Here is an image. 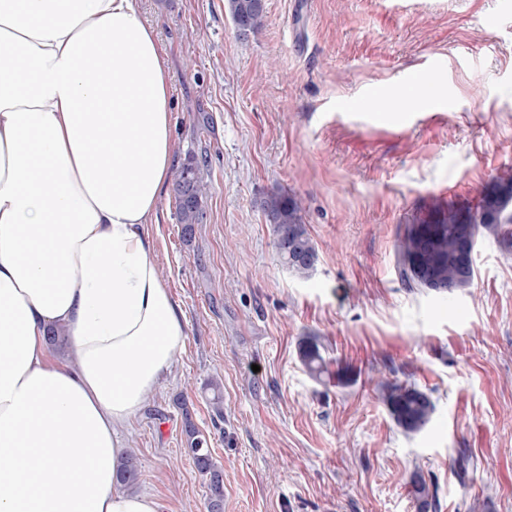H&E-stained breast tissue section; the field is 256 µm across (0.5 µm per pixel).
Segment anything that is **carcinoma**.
I'll return each instance as SVG.
<instances>
[{
    "label": "carcinoma",
    "instance_id": "cac0c4a2",
    "mask_svg": "<svg viewBox=\"0 0 512 512\" xmlns=\"http://www.w3.org/2000/svg\"><path fill=\"white\" fill-rule=\"evenodd\" d=\"M254 0H227L231 18L244 16L253 31L264 25L266 11H254ZM204 162L192 156L182 162L176 171L173 190L177 200V214L183 233L191 235L194 225L202 223L205 216L207 185L203 178ZM268 223L272 224L274 238L286 233L295 242L296 250L276 248L281 262L300 277H307L317 262V250L302 221V202L294 195L273 190L261 202ZM512 224V169L495 178L493 184L483 192L477 206L458 208L450 206L437 209L431 221L407 224L398 235L396 245V268L402 281L410 288H428L430 280L443 284V290H464L472 287L475 272L463 275L458 253L467 238L477 239L486 231L509 242L504 226ZM299 356L307 372L315 379L327 372V363L318 345L303 341ZM422 390L415 386L384 384L383 402L395 424L405 432H419L426 428L434 413V403L419 399ZM188 435L187 452L198 471L208 477V512H223V471L213 461L207 438L185 417ZM139 465L135 458L128 457L118 470V481L133 487L139 480ZM411 496L422 499L425 512H432L436 502L429 496L426 486L410 481Z\"/></svg>",
    "mask_w": 512,
    "mask_h": 512
}]
</instances>
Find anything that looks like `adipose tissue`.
<instances>
[{"instance_id":"obj_1","label":"adipose tissue","mask_w":512,"mask_h":512,"mask_svg":"<svg viewBox=\"0 0 512 512\" xmlns=\"http://www.w3.org/2000/svg\"><path fill=\"white\" fill-rule=\"evenodd\" d=\"M174 160L139 0H0V512H163L117 472L186 337L146 231Z\"/></svg>"}]
</instances>
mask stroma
Masks as SVG:
<instances>
[{
    "label": "stroma",
    "instance_id": "35a3bbf8",
    "mask_svg": "<svg viewBox=\"0 0 512 512\" xmlns=\"http://www.w3.org/2000/svg\"><path fill=\"white\" fill-rule=\"evenodd\" d=\"M141 10L166 50L175 157H205L208 192L191 240L171 193L147 227L187 340L122 435L137 491L207 512L186 408L224 512H415L416 472L436 512H512V246L480 235L465 292L395 267L405 225L475 207L512 168V0H266L246 39L225 0ZM381 97L417 104L385 115ZM275 188L303 201L308 278L276 255L260 208ZM305 338L330 377L302 365ZM385 382L431 395L426 429L395 425ZM185 425L188 435L187 452L198 471L208 477V498L207 508L209 512H223L224 502V479L223 471L213 461L207 438L200 433L191 423L188 410L185 408Z\"/></svg>",
    "mask_w": 512,
    "mask_h": 512
}]
</instances>
